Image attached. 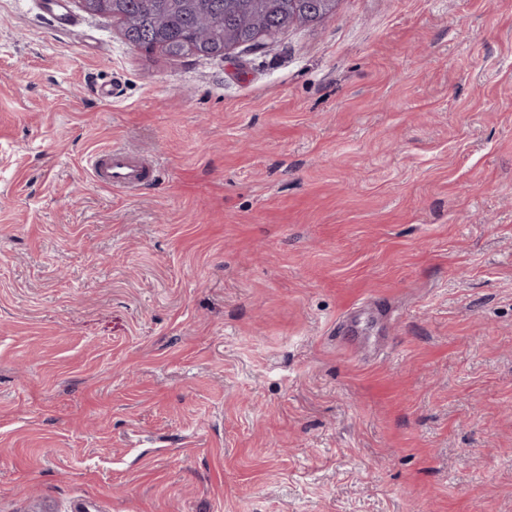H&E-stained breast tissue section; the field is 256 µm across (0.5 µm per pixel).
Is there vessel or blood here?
<instances>
[{"mask_svg": "<svg viewBox=\"0 0 512 512\" xmlns=\"http://www.w3.org/2000/svg\"><path fill=\"white\" fill-rule=\"evenodd\" d=\"M41 8L56 28L65 30L74 27L75 22L68 11L66 0H41ZM86 167L91 178L98 184L134 192L156 180L159 160L115 143L90 154L86 159Z\"/></svg>", "mask_w": 512, "mask_h": 512, "instance_id": "b4317fda", "label": "vessel or blood"}]
</instances>
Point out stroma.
<instances>
[{"mask_svg": "<svg viewBox=\"0 0 512 512\" xmlns=\"http://www.w3.org/2000/svg\"><path fill=\"white\" fill-rule=\"evenodd\" d=\"M68 6L0 0V512H512V0L176 60ZM42 11L50 18L58 29H69L75 22L68 11L66 0H41ZM91 178L100 185L134 192L158 177L159 160L145 156L130 147L114 143L86 158Z\"/></svg>", "mask_w": 512, "mask_h": 512, "instance_id": "35a3bbf8", "label": "stroma"}]
</instances>
